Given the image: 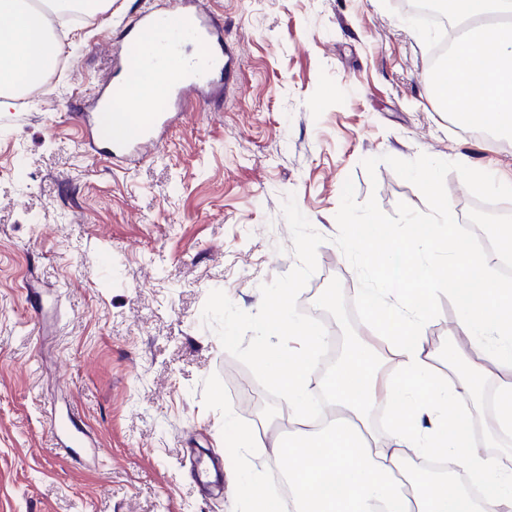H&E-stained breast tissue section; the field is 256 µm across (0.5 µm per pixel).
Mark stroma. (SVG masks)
Masks as SVG:
<instances>
[{
    "mask_svg": "<svg viewBox=\"0 0 512 512\" xmlns=\"http://www.w3.org/2000/svg\"><path fill=\"white\" fill-rule=\"evenodd\" d=\"M163 0H109L82 23L52 21L59 56L38 93L0 106V512H242L236 488L269 484L233 447L265 390L204 325L211 290L256 312L260 287L288 273L282 203L294 195L325 241L298 296L346 289L350 329L368 323L358 278L333 239L342 186L419 211L422 193L388 165L420 154L512 176V140L459 125L435 100L430 51L397 0H197L233 55L153 153L112 160L74 112L98 88L126 28ZM438 296L427 337H456ZM75 415L88 450L56 445L51 417ZM218 458L224 491L195 481Z\"/></svg>",
    "mask_w": 512,
    "mask_h": 512,
    "instance_id": "obj_1",
    "label": "stroma"
}]
</instances>
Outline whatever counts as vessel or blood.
Wrapping results in <instances>:
<instances>
[{
	"label": "vessel or blood",
	"instance_id": "1",
	"mask_svg": "<svg viewBox=\"0 0 512 512\" xmlns=\"http://www.w3.org/2000/svg\"><path fill=\"white\" fill-rule=\"evenodd\" d=\"M190 0H171L166 11L145 10L123 36L124 47L116 62L117 73L125 77L137 71L159 67L169 91L160 105L147 106L132 136H114L103 125L102 119H89L75 114L77 124H93L99 142L114 158L124 159L130 153H143L168 131L172 110H186L193 102V94L208 82L218 69H227L228 56L210 53L209 45L221 43L224 31L210 17L191 11ZM193 40L202 51L198 57L179 59L176 48L182 40Z\"/></svg>",
	"mask_w": 512,
	"mask_h": 512
}]
</instances>
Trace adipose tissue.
Returning a JSON list of instances; mask_svg holds the SVG:
<instances>
[{"label": "adipose tissue", "mask_w": 512, "mask_h": 512, "mask_svg": "<svg viewBox=\"0 0 512 512\" xmlns=\"http://www.w3.org/2000/svg\"><path fill=\"white\" fill-rule=\"evenodd\" d=\"M59 45L45 12L31 0H0V97L40 80L55 64ZM434 211L406 238L366 232L357 258L368 282L357 293L376 339L356 337L323 385L331 420L317 431L273 434L267 423L238 435L257 458L288 459L291 512H512V454L478 448L465 407L485 366L497 368L488 443L512 436V287L490 274L486 257L463 239L442 232L451 218L447 194L433 189ZM460 308L459 328L469 340L465 359L449 355L436 366L428 344L427 315L438 285ZM280 298L267 317L257 353L297 416L314 392L320 325L295 319ZM392 411L385 440L366 419L372 407ZM445 461L430 475L420 458ZM463 466L469 484L454 478Z\"/></svg>", "instance_id": "obj_1"}]
</instances>
